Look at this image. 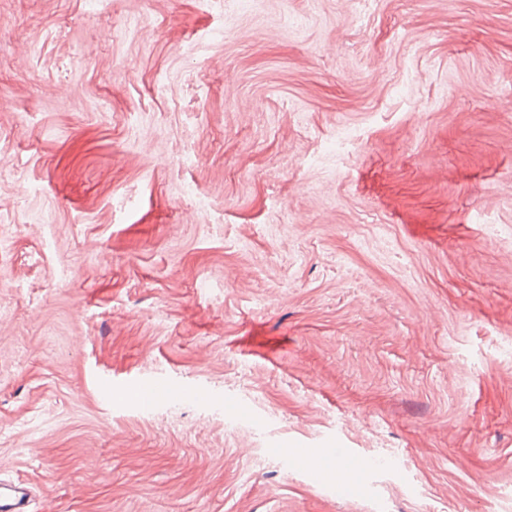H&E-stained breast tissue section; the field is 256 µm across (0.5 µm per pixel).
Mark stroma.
Returning a JSON list of instances; mask_svg holds the SVG:
<instances>
[{
	"label": "stroma",
	"instance_id": "35a3bbf8",
	"mask_svg": "<svg viewBox=\"0 0 512 512\" xmlns=\"http://www.w3.org/2000/svg\"><path fill=\"white\" fill-rule=\"evenodd\" d=\"M0 225L42 512H512V0H0ZM177 387L179 391L196 396L199 391L195 387L185 383L169 384L167 382H145L136 391V397L141 404L151 405L156 400V394L160 388Z\"/></svg>",
	"mask_w": 512,
	"mask_h": 512
}]
</instances>
